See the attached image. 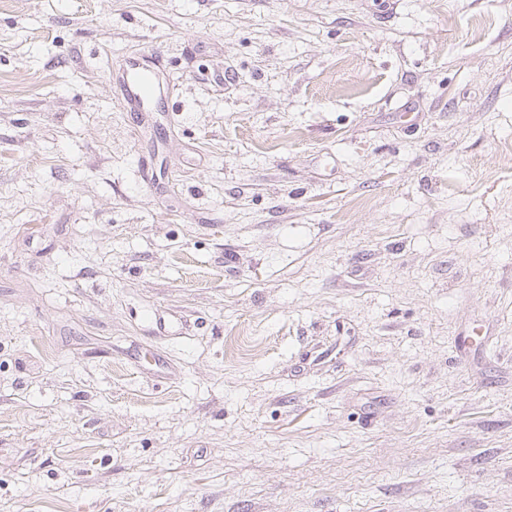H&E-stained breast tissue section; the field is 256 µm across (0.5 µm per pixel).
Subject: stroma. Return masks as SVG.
I'll list each match as a JSON object with an SVG mask.
<instances>
[{
  "label": "stroma",
  "instance_id": "1",
  "mask_svg": "<svg viewBox=\"0 0 512 512\" xmlns=\"http://www.w3.org/2000/svg\"><path fill=\"white\" fill-rule=\"evenodd\" d=\"M510 140L512 0L1 5L0 512H512ZM122 87L133 112H152L150 103L160 89V81L154 67L138 58L126 62L121 77Z\"/></svg>",
  "mask_w": 512,
  "mask_h": 512
}]
</instances>
